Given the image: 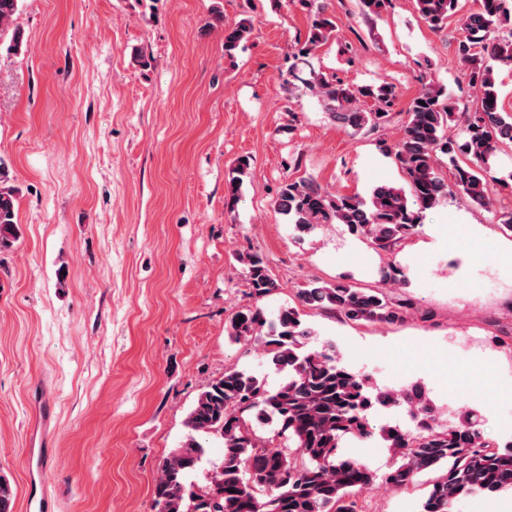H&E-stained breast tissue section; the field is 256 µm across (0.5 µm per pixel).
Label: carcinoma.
<instances>
[{"label":"carcinoma","mask_w":512,"mask_h":512,"mask_svg":"<svg viewBox=\"0 0 512 512\" xmlns=\"http://www.w3.org/2000/svg\"><path fill=\"white\" fill-rule=\"evenodd\" d=\"M21 0H0V36L12 32L6 51L17 53L22 34L11 30ZM311 16L305 39L297 42L288 79L301 82L317 98L323 112L349 134L369 133L391 119L396 87L387 82L349 86L334 74L300 65L337 37L336 18L322 0H300ZM419 17L434 30L455 17L460 72L475 92L471 105L460 106L445 89L422 74L420 89L407 107L401 138L385 150L404 173L408 188L380 183L369 199L324 189L315 179L287 181L274 207L299 240L329 224L391 252L419 227L420 213L433 208L452 190L490 209L499 187L509 178L496 176L498 153L512 147V114L499 103L497 66L512 63V0H479L475 10L462 11L461 0H415ZM363 16L380 17L391 0H358ZM252 23L241 19L224 29V54L231 57L248 40ZM372 105L365 106L366 101ZM447 159L451 179L439 173ZM250 157L239 158L227 181L228 203L234 204L249 174ZM19 189L10 183L9 165L0 156V249L18 238ZM244 266L249 296L262 299L278 284L257 252L238 256ZM299 304L338 313L350 321L393 323L411 306L392 300L380 289L360 288L345 280H311L297 291ZM229 336L255 341L268 363L284 373L275 387L247 370H229L198 394L187 418L188 434L162 463L155 480L151 512H363L355 491L380 480L398 488L413 484L426 470H438L417 512H448L472 495H493L512 488V449L501 451L482 439L476 413H466L452 429L430 425L434 408L419 386L402 391L372 392L369 375L336 361L331 346L306 351L311 336L299 309L283 307L273 319L255 306L241 308L230 322ZM408 405L422 416L412 434L395 427L375 431L368 411ZM275 425L274 436L259 433ZM393 452L387 471L378 473L351 457L347 445L375 436ZM203 436L222 440L223 458L204 484L190 480L205 456ZM284 437L288 446L274 444Z\"/></svg>","instance_id":"carcinoma-1"}]
</instances>
